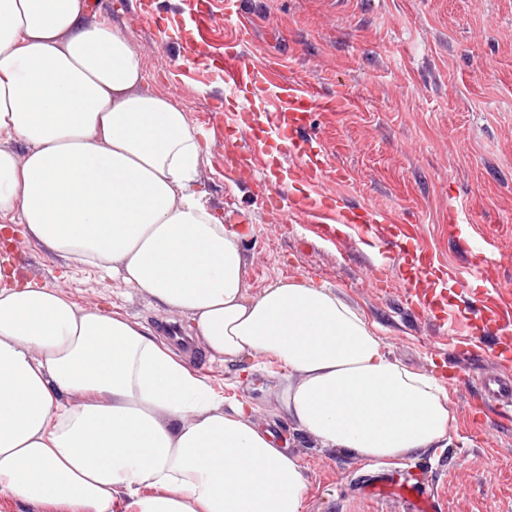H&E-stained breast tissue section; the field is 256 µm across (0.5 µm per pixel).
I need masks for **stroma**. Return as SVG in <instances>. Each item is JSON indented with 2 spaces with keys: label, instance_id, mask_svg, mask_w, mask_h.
<instances>
[{
  "label": "stroma",
  "instance_id": "35a3bbf8",
  "mask_svg": "<svg viewBox=\"0 0 512 512\" xmlns=\"http://www.w3.org/2000/svg\"><path fill=\"white\" fill-rule=\"evenodd\" d=\"M90 8L128 28L149 89L172 98L205 136L201 188L211 208L249 221V236L237 242L251 293L280 278H311L374 326L392 360L422 375H450L457 421L447 446L400 465L435 484L438 512H512V423L482 404L477 385L498 369L497 349L512 347V325L480 318L484 289L512 302V0H200L195 7L185 0H90ZM240 20L252 30L241 47L246 62L315 100L341 103L335 112H312L304 133L325 169L316 190L392 214L412 234L404 253L367 251L345 226L338 240L314 238L289 210H268L275 144L254 143L245 133L226 138L213 113L224 103V46ZM242 148L255 156L244 175L225 160L226 151ZM337 169L344 182L335 181ZM452 208L461 219L455 232ZM471 237L496 261L490 278L464 275ZM13 247L28 253L31 279L66 277L78 305L117 309L167 335L166 314L148 295L46 251L23 225L13 227ZM418 248L437 265L420 283L408 266ZM418 286L445 290L454 324L422 308L413 294ZM452 335L483 337L479 358L450 352ZM175 351L227 404H250L256 424L287 439L306 482L303 512H404L398 497L360 496L358 482L373 464L318 446L278 414L282 366L260 357L212 361L193 345Z\"/></svg>",
  "mask_w": 512,
  "mask_h": 512
}]
</instances>
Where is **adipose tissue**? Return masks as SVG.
Returning <instances> with one entry per match:
<instances>
[{
	"label": "adipose tissue",
	"mask_w": 512,
	"mask_h": 512,
	"mask_svg": "<svg viewBox=\"0 0 512 512\" xmlns=\"http://www.w3.org/2000/svg\"><path fill=\"white\" fill-rule=\"evenodd\" d=\"M127 29L89 0H0V235L101 269L211 359L275 360L280 408L363 462L441 445V381L388 358L367 321L310 279L244 286L234 235L200 189L202 136L146 88ZM146 327L82 307L0 256V498L31 512H301L296 457Z\"/></svg>",
	"instance_id": "obj_1"
}]
</instances>
